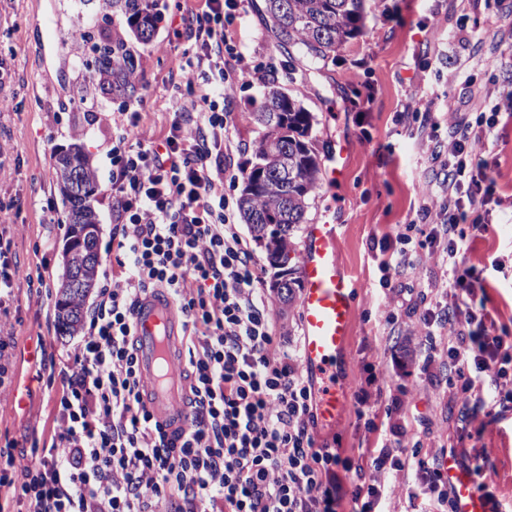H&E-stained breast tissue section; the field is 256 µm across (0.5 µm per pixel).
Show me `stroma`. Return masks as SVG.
Returning a JSON list of instances; mask_svg holds the SVG:
<instances>
[{"instance_id": "stroma-1", "label": "stroma", "mask_w": 512, "mask_h": 512, "mask_svg": "<svg viewBox=\"0 0 512 512\" xmlns=\"http://www.w3.org/2000/svg\"><path fill=\"white\" fill-rule=\"evenodd\" d=\"M161 20L152 41H131L138 93L127 99L102 93L86 99L94 68L92 46L114 32H129L126 16L104 0H0V147L7 155L0 170V203L21 202L7 230L22 275L0 317V336L12 337L14 379L0 388V448L14 442L18 465L30 461L34 443L58 429L56 390L41 376L40 361L63 368L77 343L59 335L55 307L46 289H57L63 269L67 226L56 188L54 157L83 143L96 168L99 215L98 260L107 269L112 240V115L140 112L148 134L169 127L186 84L173 66L187 40H171L170 20L199 10L203 0H159ZM254 66L275 71L280 89L312 116L311 145L325 157L333 142L347 143L343 180L321 186L310 198L306 218L331 212L341 230L339 259L354 289L350 345L336 372L347 402L374 378L383 395L408 388L405 403L427 421L422 440L436 453L456 442L457 416L448 409L446 373L433 363L418 372L421 339L427 332V303L417 294L428 285L442 294L448 267L441 252L424 249L414 270H390L392 287L379 285L381 248L394 244L406 224L428 208L430 223L440 221L442 193L433 185L438 162L433 145L447 146L450 130L497 113L498 122L480 156L493 192L479 208L484 231L471 239L461 259L482 269L488 282L484 301L497 327L512 332V0H369L361 32L335 57L313 62L288 59L277 48L264 0H247L228 28ZM265 83L238 86L224 101L231 114V179L224 193L238 199L237 175L249 172L264 129L253 119ZM262 295L272 317L277 344L301 346L299 301L280 302L273 288ZM23 406H14L16 395ZM470 443L484 449L483 478L500 497L512 500V418L485 413L471 419ZM319 441H338L350 456L373 447L353 411L335 424H319Z\"/></svg>"}]
</instances>
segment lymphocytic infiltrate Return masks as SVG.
Masks as SVG:
<instances>
[{"instance_id": "f902f5d3", "label": "lymphocytic infiltrate", "mask_w": 512, "mask_h": 512, "mask_svg": "<svg viewBox=\"0 0 512 512\" xmlns=\"http://www.w3.org/2000/svg\"><path fill=\"white\" fill-rule=\"evenodd\" d=\"M245 0H204L187 30L189 53L176 67L197 94L178 107L164 139L150 137L139 112L119 113L112 130V273L123 284L105 285L89 327L59 371V429L32 446L17 467L12 451H0V487H8L25 512H338L350 498L352 512H381L383 478L409 470L410 499L430 512H456L444 464L454 460L481 474L473 448L436 454L419 444L398 452L391 436L406 435L404 403L390 396L377 409L359 390L354 412L377 437L367 461L318 444L315 388L296 353L274 350L271 319L262 299L263 270L234 222L224 193V133L230 116L220 98L238 84L264 81L224 22ZM482 124L448 134V162L436 174L448 194V221L417 237L416 225L398 236L399 247L382 270L413 269L424 248L443 246L452 307L429 311L421 373L434 360L448 366V387L461 422L487 408L512 411V336L496 332L471 300L484 288L482 272L463 265V223L476 199L491 194L478 152L490 134ZM165 289L183 317L189 341L186 376L191 415L186 431L168 433L146 406L135 353L134 314L146 291ZM462 320L447 350L437 338L444 324ZM399 416L383 429L380 416ZM357 478L344 490L341 473Z\"/></svg>"}]
</instances>
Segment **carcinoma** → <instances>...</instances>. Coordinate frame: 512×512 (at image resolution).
Returning a JSON list of instances; mask_svg holds the SVG:
<instances>
[{
  "label": "carcinoma",
  "mask_w": 512,
  "mask_h": 512,
  "mask_svg": "<svg viewBox=\"0 0 512 512\" xmlns=\"http://www.w3.org/2000/svg\"><path fill=\"white\" fill-rule=\"evenodd\" d=\"M110 7L128 15V23L135 37L142 43L150 42L145 32L155 33L161 14L156 11V0H108ZM367 0H265V10L278 37L279 48L288 59L299 51L313 61L325 60L348 39L357 35L366 14ZM135 57L125 37H112L100 57L95 59L92 80L110 91L123 96L137 92L136 84L128 75L134 71ZM277 76L268 82V90L258 112L257 123L266 127L259 140L255 155L257 162L244 177V187L239 197L240 212L256 241L264 244L269 265L279 268V257L292 251V235L305 223L308 201L318 187L320 162L310 149L308 134L311 116L293 98L284 95L277 86ZM278 137L288 146V182L278 190L252 187L255 174L261 170L273 176L278 171L277 158L272 149V138ZM78 150L77 161L86 165L84 174L89 186L97 187L95 170L90 158ZM64 208L65 223L73 230L77 222L87 224L96 218L95 198L75 199L58 188ZM279 214L278 230L266 227L264 217L269 212ZM99 236L87 233L83 243L74 247L67 265L83 262V255H93V262L85 268L82 279L75 287L66 285L68 275H63L56 293L58 331L74 336L83 326V303L98 279Z\"/></svg>",
  "instance_id": "carcinoma-1"
}]
</instances>
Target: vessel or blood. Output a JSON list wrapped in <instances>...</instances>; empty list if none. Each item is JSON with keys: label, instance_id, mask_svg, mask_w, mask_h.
I'll return each instance as SVG.
<instances>
[{"label": "vessel or blood", "instance_id": "vessel-or-blood-1", "mask_svg": "<svg viewBox=\"0 0 512 512\" xmlns=\"http://www.w3.org/2000/svg\"><path fill=\"white\" fill-rule=\"evenodd\" d=\"M339 232V225L328 222L308 225L301 258L302 367L323 380L317 415L326 424L335 423L343 409L336 388V364L351 335L353 287L338 256ZM133 342L150 410L171 429L187 428L183 344L167 294H151L142 300L134 316ZM448 479L455 490L457 512H493L491 502L476 490L472 472L452 467Z\"/></svg>", "mask_w": 512, "mask_h": 512}]
</instances>
